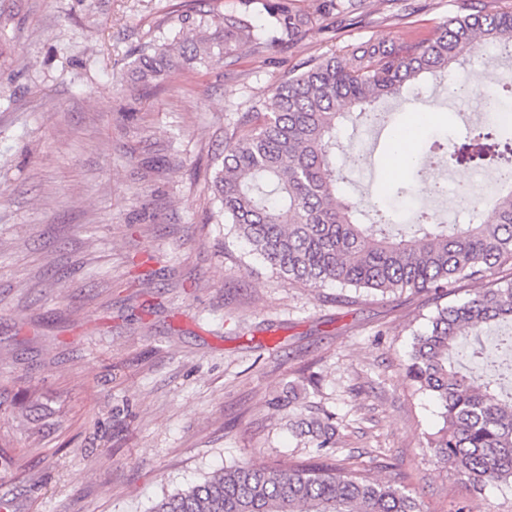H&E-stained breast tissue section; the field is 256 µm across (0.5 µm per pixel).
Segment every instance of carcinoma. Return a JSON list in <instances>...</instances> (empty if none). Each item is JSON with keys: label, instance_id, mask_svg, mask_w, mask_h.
I'll return each instance as SVG.
<instances>
[{"label": "carcinoma", "instance_id": "1", "mask_svg": "<svg viewBox=\"0 0 512 512\" xmlns=\"http://www.w3.org/2000/svg\"><path fill=\"white\" fill-rule=\"evenodd\" d=\"M313 11L296 0H263L266 23L256 29L246 12H224L223 40L255 53L289 46L322 18L354 14L364 0H313ZM182 41H165L142 51L131 71L145 84L176 66L213 61L207 23L183 19ZM481 48L512 56V4L493 9L470 0L424 38L398 43L364 41L290 70L273 88V109L254 105L224 132V155L213 173L219 221L277 275L312 288L336 284L370 294L409 290L439 299L460 281L481 284L469 297L436 307L425 332L415 335L405 365L407 380L437 402L442 420L425 437L436 462L450 468L469 491L512 483V360L480 346L459 347L512 324V190L489 194L473 187L458 191L476 224L421 223L393 236L381 205L338 196L336 140L341 129L365 118L379 128L389 115L378 105L408 98L429 76L448 83V94L467 101V57ZM511 80L489 83L485 111L503 103ZM468 142L435 141L429 154L446 164L506 159L499 179L512 184V132L494 127L470 131ZM478 360L490 375L479 387L463 373V360ZM297 436L316 449L306 462L225 466L204 481L161 498L150 512H425L405 486L371 476L358 466H338L328 449L338 445L336 414L312 405L293 424Z\"/></svg>", "mask_w": 512, "mask_h": 512}]
</instances>
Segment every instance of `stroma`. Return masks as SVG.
<instances>
[{"label": "stroma", "mask_w": 512, "mask_h": 512, "mask_svg": "<svg viewBox=\"0 0 512 512\" xmlns=\"http://www.w3.org/2000/svg\"><path fill=\"white\" fill-rule=\"evenodd\" d=\"M462 0H366L362 17L326 18L292 48L170 70L160 87L128 78L153 42L182 34L207 0H0V500L9 512H150L163 495L237 461H301L302 403L342 422L335 456L416 493L429 512H512V484L469 493L421 446L434 401L404 374L426 293L335 301L336 286L277 277L211 190L224 131L270 105L290 68L365 40L427 33ZM458 110L427 80L395 126L431 110L453 137L477 123L489 78L512 59L466 64ZM366 156L343 196L390 201L392 232L426 197L397 198L387 134L342 129ZM315 375L317 385L306 381ZM41 396L38 425L30 390Z\"/></svg>", "instance_id": "obj_1"}]
</instances>
